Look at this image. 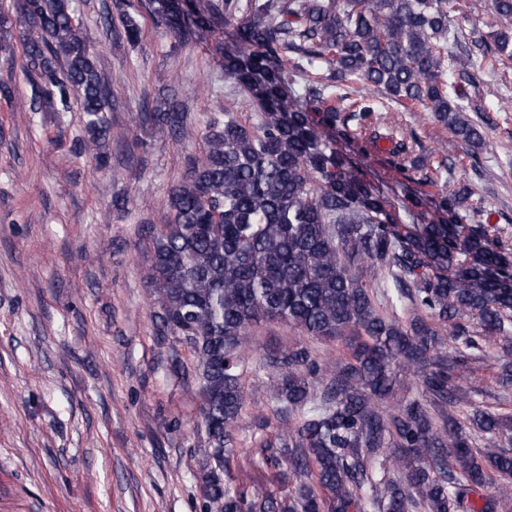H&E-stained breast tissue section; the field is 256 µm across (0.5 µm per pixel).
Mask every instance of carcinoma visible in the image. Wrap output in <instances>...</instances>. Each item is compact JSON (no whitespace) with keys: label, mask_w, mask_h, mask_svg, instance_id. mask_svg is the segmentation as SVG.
Instances as JSON below:
<instances>
[{"label":"carcinoma","mask_w":512,"mask_h":512,"mask_svg":"<svg viewBox=\"0 0 512 512\" xmlns=\"http://www.w3.org/2000/svg\"><path fill=\"white\" fill-rule=\"evenodd\" d=\"M141 8L184 46L226 15L245 16L224 47V81L260 114L255 126L229 108L211 117L203 159L170 190L167 223L150 238L154 318L194 356L206 512H512V451L495 446L505 417L476 407L460 384L480 342L499 341L512 356V249L487 226L462 223L465 189H407L413 223H401L400 207L327 137L350 112L366 152L378 107L348 92L365 84L482 144L462 95L448 92V0H143ZM18 9L34 100L57 99L65 112L76 103L85 149L107 165L100 148L111 136V91L75 0H19ZM119 19L124 37L138 41L136 17ZM475 44L512 59L508 32ZM139 121L193 137L173 89ZM406 300L413 312L403 322ZM262 322L351 347L334 361L305 347L266 358L278 371L271 399L299 418L258 449L295 478L288 504L231 479L241 377L251 328ZM443 327L456 342L452 357L441 352ZM396 368L418 380L429 404L399 399L383 409L396 396ZM488 487L496 494H484Z\"/></svg>","instance_id":"cac0c4a2"}]
</instances>
